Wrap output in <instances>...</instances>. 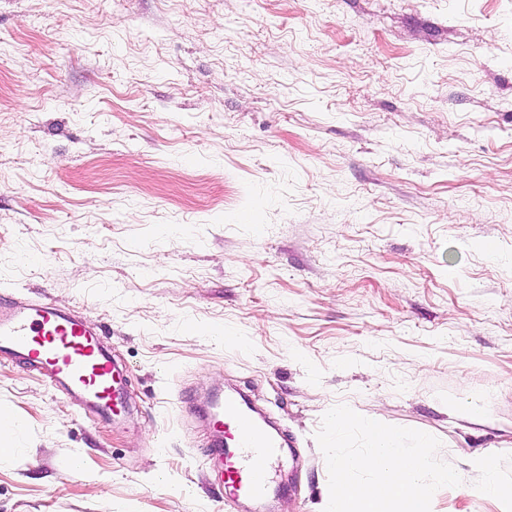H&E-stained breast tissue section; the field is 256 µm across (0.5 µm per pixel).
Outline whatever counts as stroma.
<instances>
[{"mask_svg": "<svg viewBox=\"0 0 512 512\" xmlns=\"http://www.w3.org/2000/svg\"><path fill=\"white\" fill-rule=\"evenodd\" d=\"M5 296L100 326L129 410L1 355L0 512H247L185 409L232 387L273 512H323L339 404L512 454V0H0ZM449 414L457 416L469 423L478 424L483 421L486 414V405L483 400H468L450 408Z\"/></svg>", "mask_w": 512, "mask_h": 512, "instance_id": "35a3bbf8", "label": "stroma"}]
</instances>
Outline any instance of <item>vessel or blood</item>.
Returning a JSON list of instances; mask_svg holds the SVG:
<instances>
[{
  "instance_id": "obj_1",
  "label": "vessel or blood",
  "mask_w": 512,
  "mask_h": 512,
  "mask_svg": "<svg viewBox=\"0 0 512 512\" xmlns=\"http://www.w3.org/2000/svg\"><path fill=\"white\" fill-rule=\"evenodd\" d=\"M0 354L37 368L50 385L64 387L104 418L126 408L123 374L98 331L48 300L18 302L0 314ZM207 423L215 435L212 470L225 499L264 498L281 457L279 437L255 423L243 399L232 393L213 404Z\"/></svg>"
}]
</instances>
